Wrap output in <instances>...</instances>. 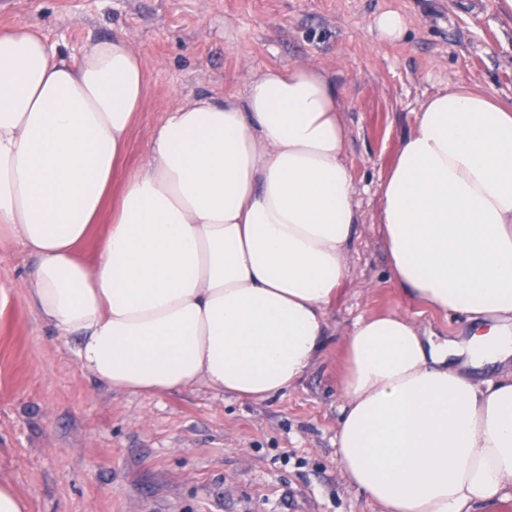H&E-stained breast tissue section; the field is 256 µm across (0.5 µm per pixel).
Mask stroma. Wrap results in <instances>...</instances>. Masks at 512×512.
<instances>
[{
    "mask_svg": "<svg viewBox=\"0 0 512 512\" xmlns=\"http://www.w3.org/2000/svg\"><path fill=\"white\" fill-rule=\"evenodd\" d=\"M400 11V40L377 14ZM34 25L67 54L123 35L148 95L120 174L139 171L148 135L198 93L241 94L260 70L312 64L336 81L349 127L360 233L327 312L321 353L295 387L241 400L205 383L140 396L83 370L75 340L30 310L33 259L0 244V483L29 512H378L336 461L343 344L354 321L394 312L438 339L466 317L407 299L391 279L377 222L380 185L423 100L446 84L512 102V15L498 0H0V32ZM374 25L382 38L393 41L403 35L406 21L399 12L390 10L376 16Z\"/></svg>",
    "mask_w": 512,
    "mask_h": 512,
    "instance_id": "stroma-1",
    "label": "stroma"
}]
</instances>
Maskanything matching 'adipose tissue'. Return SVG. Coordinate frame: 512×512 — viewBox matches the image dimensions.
Instances as JSON below:
<instances>
[{
    "label": "adipose tissue",
    "mask_w": 512,
    "mask_h": 512,
    "mask_svg": "<svg viewBox=\"0 0 512 512\" xmlns=\"http://www.w3.org/2000/svg\"><path fill=\"white\" fill-rule=\"evenodd\" d=\"M147 94L124 38L65 55L26 23L0 34V241L34 257L30 309L100 383L274 398L323 349L359 235L336 83L269 67L240 95L169 109L85 262ZM378 222L395 284L484 331L438 343L398 314L355 320L336 460L380 512L512 500V370L471 375L512 359V104L456 85L427 96Z\"/></svg>",
    "instance_id": "adipose-tissue-1"
}]
</instances>
